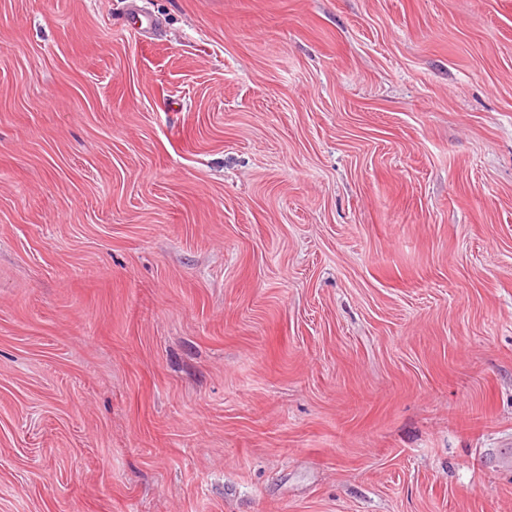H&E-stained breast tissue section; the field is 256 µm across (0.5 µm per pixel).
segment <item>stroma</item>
<instances>
[{
	"label": "stroma",
	"instance_id": "obj_1",
	"mask_svg": "<svg viewBox=\"0 0 512 512\" xmlns=\"http://www.w3.org/2000/svg\"><path fill=\"white\" fill-rule=\"evenodd\" d=\"M512 0H0V512H512Z\"/></svg>",
	"mask_w": 512,
	"mask_h": 512
}]
</instances>
